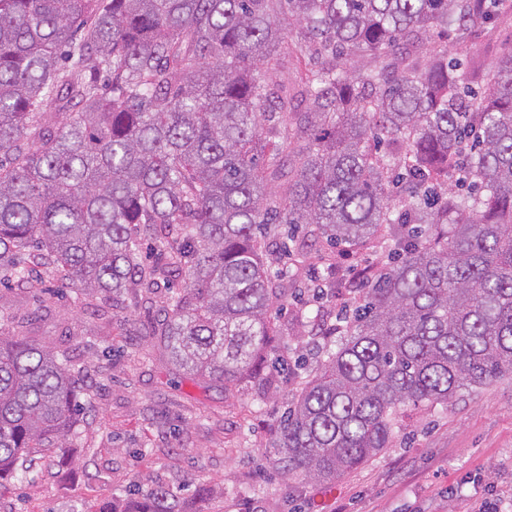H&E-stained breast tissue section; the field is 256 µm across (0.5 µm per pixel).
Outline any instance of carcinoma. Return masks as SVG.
<instances>
[{
    "mask_svg": "<svg viewBox=\"0 0 512 512\" xmlns=\"http://www.w3.org/2000/svg\"><path fill=\"white\" fill-rule=\"evenodd\" d=\"M500 0H0V281L44 266L76 296L173 277L170 363L224 389H270L302 310H271L305 225L392 265L354 290L274 427L276 462L329 483L393 446L409 413L512 379V52L487 93L431 42ZM300 39L288 38V26ZM299 53L269 86L274 49ZM463 171L479 192H448ZM157 250L137 261L142 231ZM69 360L0 335V479L45 442L67 454L81 399ZM132 512H181L151 491Z\"/></svg>",
    "mask_w": 512,
    "mask_h": 512,
    "instance_id": "obj_1",
    "label": "carcinoma"
}]
</instances>
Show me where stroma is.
<instances>
[{
    "label": "stroma",
    "mask_w": 512,
    "mask_h": 512,
    "mask_svg": "<svg viewBox=\"0 0 512 512\" xmlns=\"http://www.w3.org/2000/svg\"><path fill=\"white\" fill-rule=\"evenodd\" d=\"M449 57H480L486 69L512 51V15L475 27L466 41L434 31ZM327 244L313 246L296 277L306 291L289 294L287 320L308 306L322 283ZM179 282L148 295H93L75 302L51 276L27 286L0 284V333L64 355L90 374L91 402L78 416L67 463L34 449L24 482L0 481V512H99L135 483L177 496L185 512H472L495 499L512 504V381L461 394L446 406L411 412L385 454L332 485L298 486L272 466L271 428L296 384L282 380L270 395L251 386L232 395L170 370L154 332ZM207 483L199 501L194 489Z\"/></svg>",
    "instance_id": "stroma-1"
}]
</instances>
